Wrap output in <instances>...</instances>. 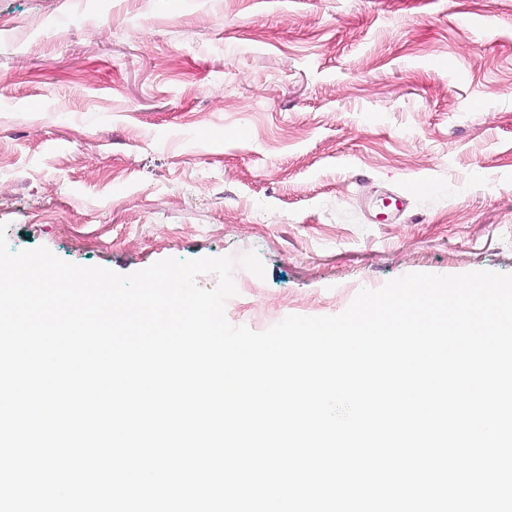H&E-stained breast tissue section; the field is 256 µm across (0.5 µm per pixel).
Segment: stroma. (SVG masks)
<instances>
[{
    "instance_id": "35a3bbf8",
    "label": "stroma",
    "mask_w": 512,
    "mask_h": 512,
    "mask_svg": "<svg viewBox=\"0 0 512 512\" xmlns=\"http://www.w3.org/2000/svg\"><path fill=\"white\" fill-rule=\"evenodd\" d=\"M10 250L255 253L227 320L512 273V0H0Z\"/></svg>"
}]
</instances>
